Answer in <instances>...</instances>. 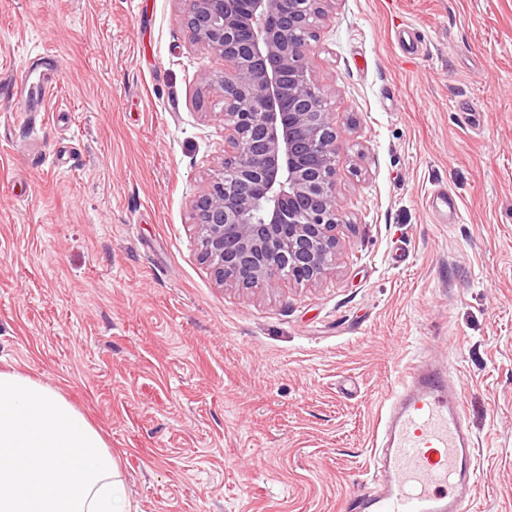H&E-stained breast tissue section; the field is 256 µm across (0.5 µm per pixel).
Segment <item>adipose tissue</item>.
<instances>
[{"instance_id": "ef3b65f1", "label": "adipose tissue", "mask_w": 512, "mask_h": 512, "mask_svg": "<svg viewBox=\"0 0 512 512\" xmlns=\"http://www.w3.org/2000/svg\"><path fill=\"white\" fill-rule=\"evenodd\" d=\"M0 512H131L112 450L58 391L0 371Z\"/></svg>"}]
</instances>
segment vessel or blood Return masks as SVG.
<instances>
[{"mask_svg": "<svg viewBox=\"0 0 512 512\" xmlns=\"http://www.w3.org/2000/svg\"><path fill=\"white\" fill-rule=\"evenodd\" d=\"M47 78L23 80L31 112L42 111ZM475 444L445 372L425 364L410 369L384 414L382 444L373 469L382 490H360L348 512H468L475 483Z\"/></svg>", "mask_w": 512, "mask_h": 512, "instance_id": "obj_1", "label": "vessel or blood"}]
</instances>
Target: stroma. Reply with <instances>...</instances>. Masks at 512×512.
Here are the masks:
<instances>
[{"label": "stroma", "mask_w": 512, "mask_h": 512, "mask_svg": "<svg viewBox=\"0 0 512 512\" xmlns=\"http://www.w3.org/2000/svg\"><path fill=\"white\" fill-rule=\"evenodd\" d=\"M181 11L0 0V370L101 431L134 512H343L383 405L433 358L477 450L470 512H512V0H335L311 45L340 251L272 291L198 258L191 202L224 158L201 75L224 62ZM44 51L60 69L29 117ZM31 74L32 72H27L22 81V92L28 102V105L26 104L27 112H42L45 99L51 90V85L44 76L39 78L37 83L30 82Z\"/></svg>", "instance_id": "obj_1"}]
</instances>
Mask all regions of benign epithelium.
I'll return each instance as SVG.
<instances>
[{
  "label": "benign epithelium",
  "mask_w": 512,
  "mask_h": 512,
  "mask_svg": "<svg viewBox=\"0 0 512 512\" xmlns=\"http://www.w3.org/2000/svg\"><path fill=\"white\" fill-rule=\"evenodd\" d=\"M191 43L224 59V159L193 203L200 256L222 287L316 284L336 265L341 146L305 33L332 0H183Z\"/></svg>",
  "instance_id": "1"
}]
</instances>
